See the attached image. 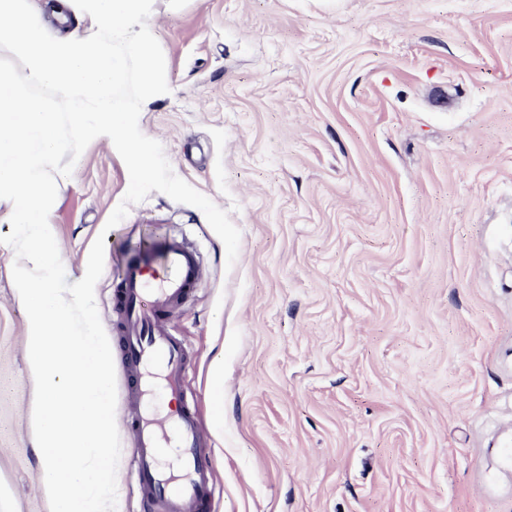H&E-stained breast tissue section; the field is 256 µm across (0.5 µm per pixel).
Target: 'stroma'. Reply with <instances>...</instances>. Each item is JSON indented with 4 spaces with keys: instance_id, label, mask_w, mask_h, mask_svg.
<instances>
[{
    "instance_id": "obj_1",
    "label": "stroma",
    "mask_w": 512,
    "mask_h": 512,
    "mask_svg": "<svg viewBox=\"0 0 512 512\" xmlns=\"http://www.w3.org/2000/svg\"><path fill=\"white\" fill-rule=\"evenodd\" d=\"M169 93L139 127L229 211L154 191L92 141L52 207L98 313L165 238L202 269L171 319L215 512H512V0H153ZM0 245V512H50L25 310ZM117 512H146L120 435Z\"/></svg>"
}]
</instances>
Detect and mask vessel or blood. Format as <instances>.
Segmentation results:
<instances>
[{
  "label": "vessel or blood",
  "mask_w": 512,
  "mask_h": 512,
  "mask_svg": "<svg viewBox=\"0 0 512 512\" xmlns=\"http://www.w3.org/2000/svg\"><path fill=\"white\" fill-rule=\"evenodd\" d=\"M158 260L125 265L114 309L126 372L131 381L124 423L134 440L132 458L137 489L152 512H211L215 465L202 455L203 442L184 392L189 358L168 320L200 280L196 256L171 238ZM176 399L178 408L160 414L156 392Z\"/></svg>",
  "instance_id": "obj_1"
}]
</instances>
